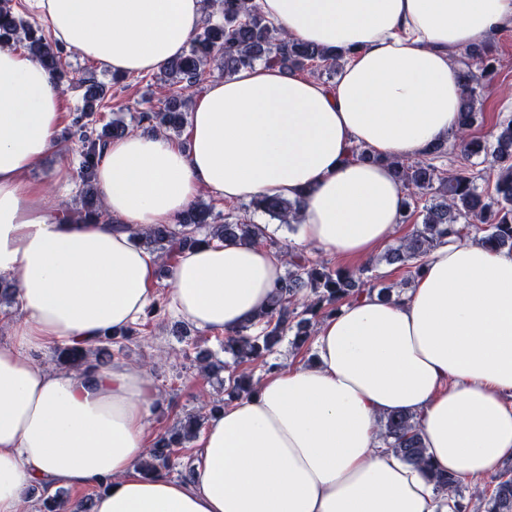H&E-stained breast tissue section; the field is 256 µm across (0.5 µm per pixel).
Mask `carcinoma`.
Wrapping results in <instances>:
<instances>
[{
  "label": "carcinoma",
  "mask_w": 512,
  "mask_h": 512,
  "mask_svg": "<svg viewBox=\"0 0 512 512\" xmlns=\"http://www.w3.org/2000/svg\"><path fill=\"white\" fill-rule=\"evenodd\" d=\"M11 2L0 0V49L21 44L52 74L61 91L83 90L82 106L71 122L78 134L80 207L66 209V218L74 222L107 221L109 217L95 193L97 161L101 147L128 133L129 125L123 119L115 118L99 130L94 127V116L105 98V85L87 75L66 78L61 67L63 48L38 27L16 15ZM204 14L203 26L188 49L160 70L159 80L168 89L163 107L140 113L139 122L148 123L152 132L168 135L180 131L186 119L184 94L198 85L201 69L211 63L230 76L259 62L287 71L321 62L334 72L342 59L338 54L331 55L290 37L265 17L254 0H205ZM463 56L468 62L461 72L463 96L458 139L451 144L441 143L433 147L421 158L390 162L396 178L411 199L428 197L418 211L422 213L420 222L416 220L418 212L411 209L410 202H405L402 223L410 225L411 229L385 253L388 264L405 268L412 279L419 276L427 256L450 237L462 239L472 231L489 248L512 250V117L497 125L490 140L470 136L477 112L481 111L477 89L493 64L489 62V48L485 42L464 50ZM452 152L465 161L481 155L491 160L498 169L493 193L481 190L477 184L478 176L465 166L448 175L431 163V160ZM245 209L291 225L298 222L300 203L281 196L261 197L249 201ZM227 218L228 221L222 224H212L210 208L195 202L178 223L157 225L136 234L135 240L168 258L215 238L257 243L267 239L261 225L248 223L233 213L227 214ZM285 265L287 273L275 287L268 309L234 335L224 337V353L231 355L234 364L249 363L271 372L276 364L268 362V357L288 333H294L292 344L295 348L303 347L312 338L320 318L338 312L352 298L372 292L368 284L380 279L372 265L356 270H333L311 261L302 252L286 254ZM104 352L103 346L95 350L63 346L56 348L55 356L59 365L78 371L91 359L103 363ZM228 389L238 398L250 395L255 389L252 374L231 373ZM200 422L201 416H190L178 422L175 433L158 438L149 448L141 471L146 475L169 473L175 466L173 449L196 438ZM380 436L386 447L422 468L438 492L453 494L458 512H467L461 483L428 464L415 415L397 412L384 416L380 421ZM479 502V512H512V470L500 474L492 492H482Z\"/></svg>",
  "instance_id": "cac0c4a2"
}]
</instances>
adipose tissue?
I'll use <instances>...</instances> for the list:
<instances>
[{
	"instance_id": "ef3b65f1",
	"label": "adipose tissue",
	"mask_w": 512,
	"mask_h": 512,
	"mask_svg": "<svg viewBox=\"0 0 512 512\" xmlns=\"http://www.w3.org/2000/svg\"><path fill=\"white\" fill-rule=\"evenodd\" d=\"M291 37L345 53L335 84L257 65L196 99L188 147L130 133L101 150L95 190L113 224L73 223L29 172L57 149L60 92L29 55L0 49V278L21 315L0 345V512L31 487L97 486L92 512H454L380 440L417 415L434 469L464 480L512 456V251L440 245L415 288L363 294L321 320L313 362L283 363L210 417L185 480L144 475L159 395L121 361L76 372L35 352L92 347L135 324L160 258L132 233L174 224L195 198L301 202L296 243L360 258L384 248L405 193L386 161L458 135L454 53L512 23V0H256ZM57 41L115 74L160 70L198 32L204 0H38ZM364 144L378 162L352 156ZM283 273L278 250L213 241L180 252L168 305L234 334Z\"/></svg>"
}]
</instances>
